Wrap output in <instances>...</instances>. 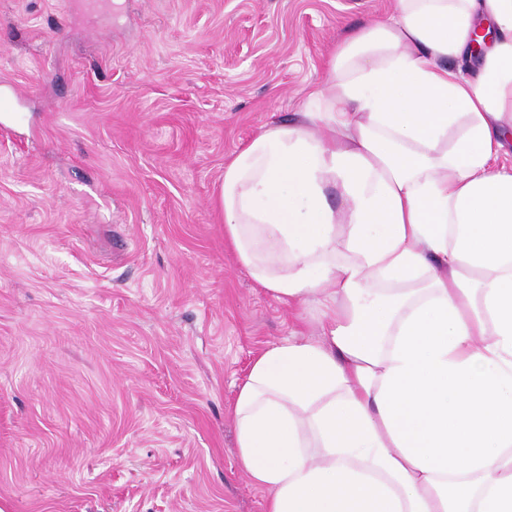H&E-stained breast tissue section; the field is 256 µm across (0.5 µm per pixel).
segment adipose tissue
Returning <instances> with one entry per match:
<instances>
[{"label":"adipose tissue","instance_id":"obj_1","mask_svg":"<svg viewBox=\"0 0 512 512\" xmlns=\"http://www.w3.org/2000/svg\"><path fill=\"white\" fill-rule=\"evenodd\" d=\"M510 142L512 0H396L225 165L240 262L320 315L237 390L267 512H512Z\"/></svg>","mask_w":512,"mask_h":512}]
</instances>
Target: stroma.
<instances>
[{
  "instance_id": "obj_1",
  "label": "stroma",
  "mask_w": 512,
  "mask_h": 512,
  "mask_svg": "<svg viewBox=\"0 0 512 512\" xmlns=\"http://www.w3.org/2000/svg\"><path fill=\"white\" fill-rule=\"evenodd\" d=\"M0 0V512H265L232 413L317 332L224 242V166L393 0Z\"/></svg>"
}]
</instances>
